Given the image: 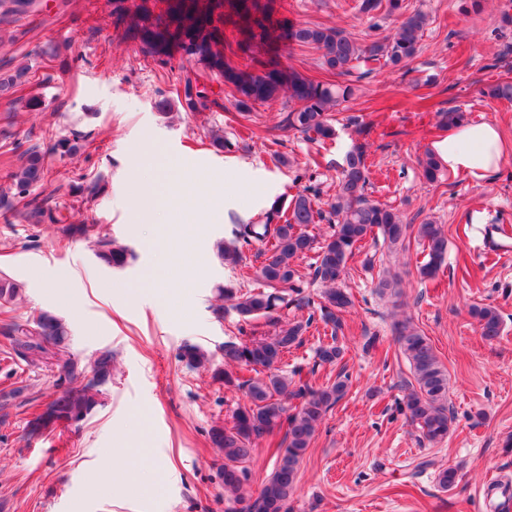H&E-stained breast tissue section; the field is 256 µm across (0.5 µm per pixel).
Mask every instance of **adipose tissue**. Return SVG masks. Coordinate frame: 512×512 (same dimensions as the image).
Listing matches in <instances>:
<instances>
[{
  "label": "adipose tissue",
  "mask_w": 512,
  "mask_h": 512,
  "mask_svg": "<svg viewBox=\"0 0 512 512\" xmlns=\"http://www.w3.org/2000/svg\"><path fill=\"white\" fill-rule=\"evenodd\" d=\"M432 152L453 175L481 181L496 172L512 155V143L499 128L487 121H462L446 137L433 142Z\"/></svg>",
  "instance_id": "ef3b65f1"
}]
</instances>
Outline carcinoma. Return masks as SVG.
Listing matches in <instances>:
<instances>
[{"label":"carcinoma","mask_w":512,"mask_h":512,"mask_svg":"<svg viewBox=\"0 0 512 512\" xmlns=\"http://www.w3.org/2000/svg\"><path fill=\"white\" fill-rule=\"evenodd\" d=\"M33 5V0H0V22ZM385 8V17L399 18L394 33L382 40L361 44L344 30L336 27L299 26L287 38L299 47H314L321 51V65L331 75L340 78L336 83L316 81L294 71H287L272 59L260 62L261 72L246 75L224 69V82L235 87L236 110L244 115L256 102H267L286 88L297 107L288 112L285 126L311 140L326 141L335 137L336 130L328 113L354 94L355 83L370 70L358 67L370 62L398 66L411 60L418 50L426 17L420 12L404 15L403 0H359L358 12L371 19ZM212 0H177L174 12L178 15L185 36L183 50L199 55L211 66H224L221 51L213 48L218 39L215 33L202 34L206 27L219 21L232 24L233 29L247 36L259 30L258 37H269L267 16L254 17L249 0H236L237 20L214 16ZM184 103L190 111L221 108L219 99L211 97L207 86L190 74L183 87ZM79 136L62 135L54 142L53 150L61 156H71L78 150ZM20 164L8 175L9 183L0 191V205L13 207L16 218L30 224L63 225L69 237L76 235L92 240L98 260L109 267H122L128 252L112 240L92 236V224H68L58 209L49 208L45 200L33 195L37 188L51 182L52 173L46 155L37 147L19 155ZM424 179L433 183L441 171L438 160L426 153L419 160ZM369 165L366 151L357 147L348 152L342 166L336 199L330 203V215L336 217L334 232L321 244L303 228L326 219L317 203L316 190L306 187L287 206L274 202L271 208L246 223L238 225L236 237L243 243L258 244L269 255L256 272L262 289L243 295L232 288L219 289L214 312L223 317L222 301L243 321L264 317L277 327L272 336L254 338L245 343H224V363L241 370L259 374L239 383L245 389L247 401L233 412L232 426L215 425L209 433L213 447L224 456L221 475L227 512H289L300 465L315 439L318 426L326 414L344 398L348 376L338 374L331 383L315 386L302 379L295 380L280 371L285 353L302 343V335L311 320L288 327L279 326V310L304 304L300 291L294 288L297 269L295 262L308 253L316 252L315 275L324 286L318 305L319 318L330 330V341L316 352L318 365H335L344 355L339 343L343 332L340 314L350 306L349 295L341 288L346 276L347 262L354 249L367 239H383L393 247L416 233L424 241L427 260L419 266L424 278H432L445 260L448 238L442 225L427 221L417 226L406 224L393 208L369 199L367 186ZM21 298V289L14 282L0 279V336L4 339L6 358L28 364L46 363L57 371L55 391L45 408L29 421L28 436L35 437L57 422L80 424L97 407L104 404L105 386L112 383L113 355L106 349L97 354L89 366H82L66 351L69 327L64 319L47 310L39 312L24 324L10 316L12 306ZM471 315L476 319L481 336L493 340L502 331V316L492 306L473 305ZM395 340L411 367L412 380L407 382V394L398 408L430 443H439L448 436L453 414L448 408V372L439 360L427 336L410 320L394 323ZM180 358L193 369L208 370L213 356L194 344L181 347ZM285 428L274 469L254 495L245 494L250 463L257 442L267 439L275 429Z\"/></svg>","instance_id":"cac0c4a2"}]
</instances>
